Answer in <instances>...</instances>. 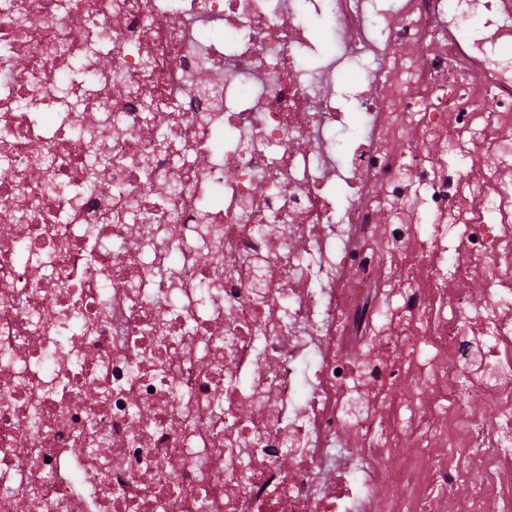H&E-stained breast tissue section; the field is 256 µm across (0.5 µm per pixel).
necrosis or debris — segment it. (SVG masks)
<instances>
[{
	"label": "necrosis or debris",
	"instance_id": "4bbe7bcc",
	"mask_svg": "<svg viewBox=\"0 0 512 512\" xmlns=\"http://www.w3.org/2000/svg\"><path fill=\"white\" fill-rule=\"evenodd\" d=\"M507 42L512 0H0V512H512Z\"/></svg>",
	"mask_w": 512,
	"mask_h": 512
}]
</instances>
